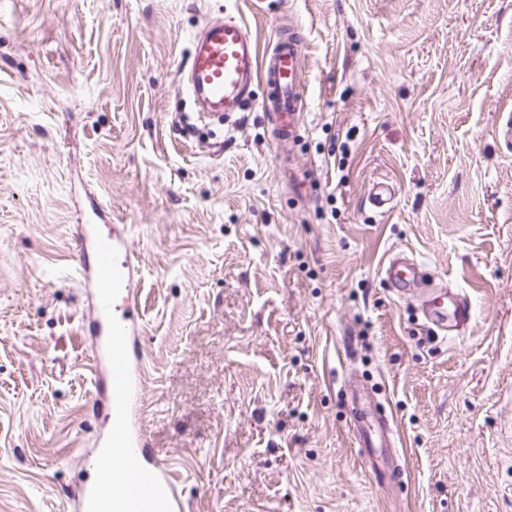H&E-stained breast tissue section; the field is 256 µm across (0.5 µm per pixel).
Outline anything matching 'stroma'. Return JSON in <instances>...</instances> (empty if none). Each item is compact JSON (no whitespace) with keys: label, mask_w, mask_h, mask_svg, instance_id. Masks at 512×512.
Instances as JSON below:
<instances>
[{"label":"stroma","mask_w":512,"mask_h":512,"mask_svg":"<svg viewBox=\"0 0 512 512\" xmlns=\"http://www.w3.org/2000/svg\"><path fill=\"white\" fill-rule=\"evenodd\" d=\"M304 42L290 162L234 113L185 133L205 21L255 0H0V512H78L112 429L75 226L139 260L142 423L186 512H512V0H284ZM394 195L386 213L372 183ZM466 296L434 336L383 279ZM397 429L381 483L346 381ZM421 269L422 265L413 258L396 257L388 258L382 272L394 290L402 293L414 288H425Z\"/></svg>","instance_id":"stroma-1"}]
</instances>
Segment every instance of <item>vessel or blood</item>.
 <instances>
[{
	"label": "vessel or blood",
	"instance_id": "1",
	"mask_svg": "<svg viewBox=\"0 0 512 512\" xmlns=\"http://www.w3.org/2000/svg\"><path fill=\"white\" fill-rule=\"evenodd\" d=\"M303 42L297 29L279 31L267 55H260L247 26L229 17L206 24L196 36L186 67V89L208 112L241 111L258 103L267 117L280 154L291 150L302 124L306 100L302 90ZM266 93L254 100L257 84ZM94 261L83 264L93 274L96 317L105 333L99 358L107 363L105 376L95 379L97 390L112 410V432L107 446L118 462L110 481L82 490L80 512H101L111 504L112 512H184L173 468L154 460L148 453L140 409L144 394V369L132 359L138 323V268L131 247L120 235H100L93 240ZM422 266L404 257L388 259L382 271L398 292L424 285ZM427 317L442 329L466 326L472 316L469 301L460 293L448 295L447 303L428 300ZM357 428L358 453L364 460L374 455L377 438L393 433L389 422L370 428L369 413L363 407L352 410Z\"/></svg>",
	"mask_w": 512,
	"mask_h": 512
}]
</instances>
